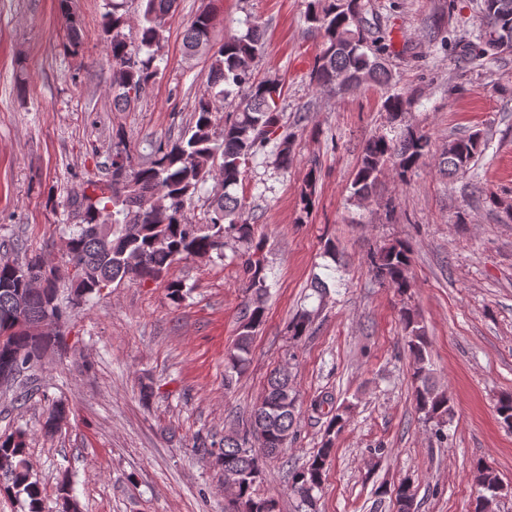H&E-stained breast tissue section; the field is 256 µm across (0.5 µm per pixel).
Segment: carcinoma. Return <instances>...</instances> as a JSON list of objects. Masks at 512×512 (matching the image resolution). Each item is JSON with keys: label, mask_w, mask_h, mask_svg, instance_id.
<instances>
[{"label": "carcinoma", "mask_w": 512, "mask_h": 512, "mask_svg": "<svg viewBox=\"0 0 512 512\" xmlns=\"http://www.w3.org/2000/svg\"><path fill=\"white\" fill-rule=\"evenodd\" d=\"M140 42L132 46L121 34L126 17L122 4L112 0V12L104 17L103 36L110 47L112 102L123 110L137 103L155 83L156 49L165 40L176 0H140ZM213 13L203 9L195 14L184 35L190 57L204 55L210 61L207 90L195 101L190 132L174 141L160 143L141 158L115 143L112 155H123L125 163L107 161L108 179L89 182L68 199L79 223L63 241L61 263L39 257H0V368L17 369L11 401L27 397L23 383L27 373L50 349L58 348L56 328L69 320L71 309L92 294L99 284L129 281L138 285L164 277L174 262L187 257L224 256L230 242L244 245L240 255L244 300L237 336L226 352L224 389L230 390L245 370L254 336L265 321L270 294L264 240L257 225L244 218L245 198L238 194L248 162L272 143L276 162L282 169L294 162L295 133L284 130L277 99L282 86L274 80H258L251 64L265 44V31L250 24L242 35L213 41ZM310 28L319 37L310 80L316 89L342 96L364 84L387 87L392 75L385 64L387 44L369 41L363 20L362 0H310L306 14ZM481 43L476 56L498 57L512 53V0H481ZM236 99L222 123L217 115L221 103ZM410 105L401 94L388 95L384 110L393 122L401 120ZM482 136L474 132L448 140L440 149L438 168L444 176L465 173L480 152ZM433 154V143L425 134L408 126L398 135L372 136L365 140L358 171L351 183L350 199L362 204L377 193L384 171L405 184ZM316 160L310 161L300 188L301 211L308 212L316 191ZM214 181L209 208L198 221L187 216V206L208 181ZM408 243H384L367 255L375 281L393 289L400 297L413 288ZM318 310L303 308L288 325L289 339L300 342L309 335ZM400 320L404 345L412 362L415 409L418 418L430 426L437 441L447 437L453 409L448 394L436 382L428 361L429 336L415 310L403 303ZM311 409L326 417L321 447L299 468L288 471V491L295 500V512H319L318 493L328 462L335 454L336 439L348 425L353 405H335L321 396ZM298 390L295 374L285 367L267 376L262 396L242 428L243 437H196L194 448L203 456L216 457L221 470L239 473L237 486L224 512H279L272 497H260L256 486L264 465L281 454L289 437L297 431ZM496 414L502 428L512 431V393L501 394ZM68 410L59 403L48 409L40 423L45 436L54 435L67 421ZM0 493L24 497L28 512H40L41 489L33 479L27 456V432L0 436ZM476 486L475 512H487L486 503H497L504 491L499 473L478 464L473 471ZM61 512H79L69 494V480L58 481ZM380 499L396 500V512H418L411 482L379 485Z\"/></svg>", "instance_id": "1"}]
</instances>
